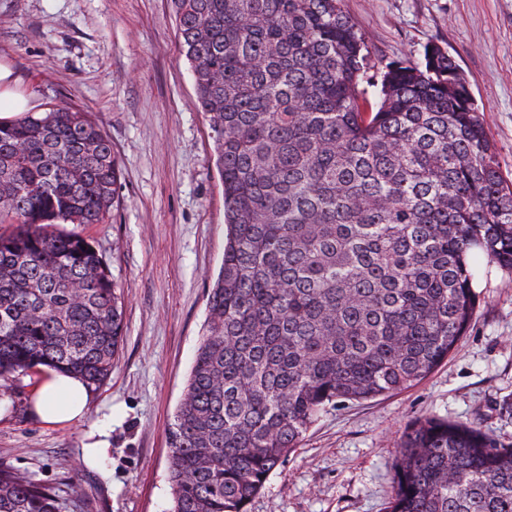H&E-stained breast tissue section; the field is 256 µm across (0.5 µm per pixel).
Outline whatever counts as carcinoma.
Wrapping results in <instances>:
<instances>
[{"mask_svg": "<svg viewBox=\"0 0 512 512\" xmlns=\"http://www.w3.org/2000/svg\"><path fill=\"white\" fill-rule=\"evenodd\" d=\"M209 122L227 233L167 428L170 512H247L328 406L426 378L469 328L482 259L512 271V186L455 58L373 70L343 0H170ZM93 113L0 123V377L100 387L125 298L66 224L121 207ZM388 512H512V444L424 417ZM0 512H62L0 464Z\"/></svg>", "mask_w": 512, "mask_h": 512, "instance_id": "1", "label": "carcinoma"}]
</instances>
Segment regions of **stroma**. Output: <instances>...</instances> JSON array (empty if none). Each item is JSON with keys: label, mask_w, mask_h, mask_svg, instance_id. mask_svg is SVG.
<instances>
[{"label": "stroma", "mask_w": 512, "mask_h": 512, "mask_svg": "<svg viewBox=\"0 0 512 512\" xmlns=\"http://www.w3.org/2000/svg\"><path fill=\"white\" fill-rule=\"evenodd\" d=\"M375 66L451 54L512 181V0H343ZM0 60L36 111L75 103L103 124L123 201L79 231L123 287L126 335L82 421L44 423L41 378L0 380V462L51 487L65 512H169L167 425L183 396L224 250V195L207 119L168 0H0ZM465 336L402 392L327 407L247 512H385L397 443L416 420L473 424L512 443V272L481 263ZM105 429L109 446L82 448ZM80 500H72V491Z\"/></svg>", "instance_id": "35a3bbf8"}]
</instances>
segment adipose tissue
<instances>
[{
  "instance_id": "obj_1",
  "label": "adipose tissue",
  "mask_w": 512,
  "mask_h": 512,
  "mask_svg": "<svg viewBox=\"0 0 512 512\" xmlns=\"http://www.w3.org/2000/svg\"><path fill=\"white\" fill-rule=\"evenodd\" d=\"M33 405L43 422L71 423L85 417L87 391L78 379L51 371L43 375Z\"/></svg>"
}]
</instances>
